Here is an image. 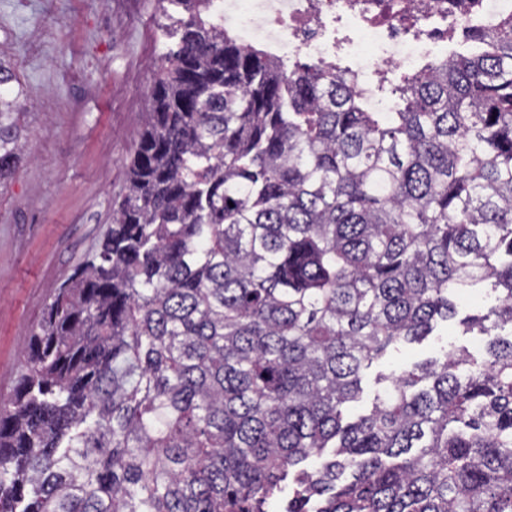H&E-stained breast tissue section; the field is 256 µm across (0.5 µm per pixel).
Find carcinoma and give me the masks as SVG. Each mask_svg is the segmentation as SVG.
<instances>
[{"label": "carcinoma", "mask_w": 512, "mask_h": 512, "mask_svg": "<svg viewBox=\"0 0 512 512\" xmlns=\"http://www.w3.org/2000/svg\"><path fill=\"white\" fill-rule=\"evenodd\" d=\"M165 2L112 228L0 405V512H512V18L374 112L341 68L237 43L223 0ZM25 99L0 49V183ZM455 318L482 357L345 421L364 369Z\"/></svg>", "instance_id": "1"}]
</instances>
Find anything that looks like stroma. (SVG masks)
<instances>
[{"label": "stroma", "instance_id": "1", "mask_svg": "<svg viewBox=\"0 0 512 512\" xmlns=\"http://www.w3.org/2000/svg\"><path fill=\"white\" fill-rule=\"evenodd\" d=\"M163 22L158 0H0V47L27 90L26 156L0 184V400L10 399L22 349L64 276L112 224L170 46ZM449 344L478 356L485 339L452 325L389 349L364 370L349 416L371 409L379 377Z\"/></svg>", "mask_w": 512, "mask_h": 512}]
</instances>
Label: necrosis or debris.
<instances>
[{"label": "necrosis or debris", "instance_id": "necrosis-or-debris-1", "mask_svg": "<svg viewBox=\"0 0 512 512\" xmlns=\"http://www.w3.org/2000/svg\"><path fill=\"white\" fill-rule=\"evenodd\" d=\"M512 16V0H252L230 4L225 28L243 46L261 42L277 57L348 61L346 74L378 112L392 103L379 85L428 59L448 56V35L491 30Z\"/></svg>", "mask_w": 512, "mask_h": 512}]
</instances>
